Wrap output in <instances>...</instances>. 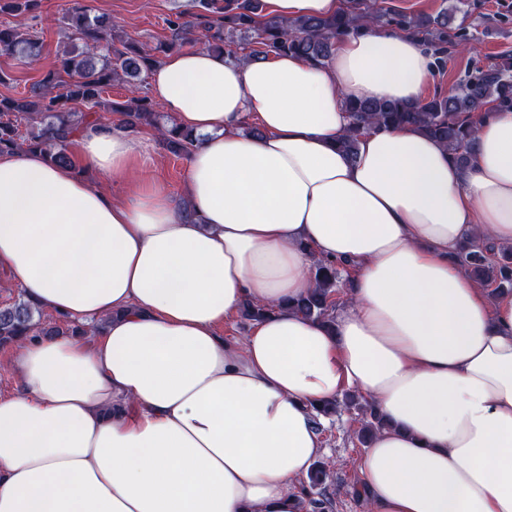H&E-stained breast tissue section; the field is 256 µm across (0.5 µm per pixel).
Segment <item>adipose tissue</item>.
I'll list each match as a JSON object with an SVG mask.
<instances>
[{"mask_svg": "<svg viewBox=\"0 0 512 512\" xmlns=\"http://www.w3.org/2000/svg\"><path fill=\"white\" fill-rule=\"evenodd\" d=\"M329 17L344 0H268ZM423 44L372 26L314 64L171 52L148 75L182 130L189 208L153 137L104 122L82 162L0 155V268L39 309L103 330L30 335L0 395V512H289L322 452L315 404L353 387L389 423L360 465L368 512H512V295L454 261L512 242V109L482 119L468 168L411 127L336 147L346 103L418 100ZM254 119L259 135L245 133ZM349 268L333 328L298 315L311 258ZM247 302L271 308L243 339ZM270 311L271 309L269 308L247 302L242 306V314L246 319L252 321L242 319L240 313H238L232 320L225 323L224 337L244 336L253 325V321H258Z\"/></svg>", "mask_w": 512, "mask_h": 512, "instance_id": "ef3b65f1", "label": "adipose tissue"}]
</instances>
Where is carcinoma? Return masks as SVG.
<instances>
[{"instance_id":"cac0c4a2","label":"carcinoma","mask_w":512,"mask_h":512,"mask_svg":"<svg viewBox=\"0 0 512 512\" xmlns=\"http://www.w3.org/2000/svg\"><path fill=\"white\" fill-rule=\"evenodd\" d=\"M340 13L329 18H300L285 21L262 14L261 0H195L197 11L183 12L168 20L170 37L153 48H143L135 39L118 33L112 23L92 18L83 6L70 8L62 17L70 49L59 65L48 70L22 98H0V153L18 148L38 149L50 161L74 166L68 151L72 136L89 121H110L122 116L130 128L153 126L161 134L162 145L177 156H184L197 141L192 134L159 126L151 99L135 85L122 102L103 98L105 89L125 78L145 82L149 70L167 53L197 40L207 48L237 59L235 41L249 48L244 59L260 61L271 54L291 53L304 60L322 62L332 53L336 38L354 33L370 24L386 23L423 42L435 57L437 66L445 64L444 44L448 42V12L436 17H410L390 13L376 6L375 0H346ZM41 0H0V13L8 15L38 12ZM0 52L17 54L32 63L41 54L39 38L16 28L0 27ZM490 103L512 105V58L504 56L477 75H467L446 95L410 103L347 102L350 124L338 147L355 155L359 137L371 129L411 126L437 139L454 154L463 168L471 161V139L483 119L482 108ZM37 120L39 126L27 135L20 132V121ZM460 266L496 296L512 292V246L479 238L454 256ZM314 288L300 296L293 310L311 319L332 325L336 317V293L340 288L339 266L335 262L315 264ZM36 329L42 336L58 332L55 322L28 300L0 307V346L16 344ZM357 411L358 441L367 445L385 422L374 404L347 393L314 407L315 424L323 431L320 418L336 414L341 408ZM325 463L310 470L298 497V512H330L333 500Z\"/></svg>"}]
</instances>
